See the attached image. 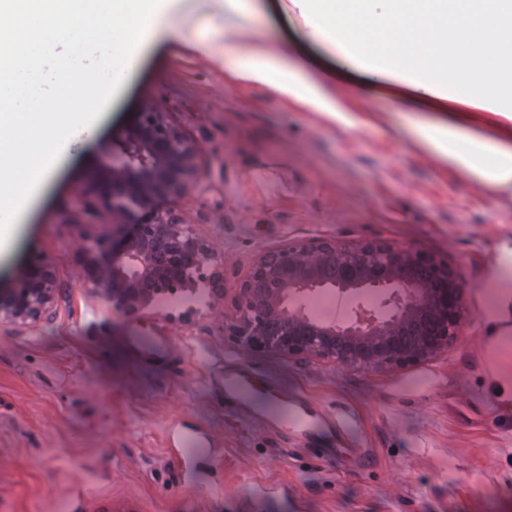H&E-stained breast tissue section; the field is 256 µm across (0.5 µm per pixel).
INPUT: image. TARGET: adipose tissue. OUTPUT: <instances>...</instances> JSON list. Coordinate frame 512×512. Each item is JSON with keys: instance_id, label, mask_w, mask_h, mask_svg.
I'll return each instance as SVG.
<instances>
[{"instance_id": "ef3b65f1", "label": "adipose tissue", "mask_w": 512, "mask_h": 512, "mask_svg": "<svg viewBox=\"0 0 512 512\" xmlns=\"http://www.w3.org/2000/svg\"><path fill=\"white\" fill-rule=\"evenodd\" d=\"M275 12L296 23L307 54L273 51L260 34L232 43L224 80L262 86L290 104L328 119H346L358 104L337 98L347 71L396 107L425 114L415 142L495 197L512 198V0H186L171 13L164 0H30L23 17L0 33V58L35 69L36 47L60 35L100 33L110 39L114 79L133 70V51L184 23L224 18V28L251 27ZM499 54L477 64L475 46ZM496 284L487 318L512 319V242L494 255Z\"/></svg>"}]
</instances>
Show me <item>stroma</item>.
<instances>
[{"label": "stroma", "mask_w": 512, "mask_h": 512, "mask_svg": "<svg viewBox=\"0 0 512 512\" xmlns=\"http://www.w3.org/2000/svg\"><path fill=\"white\" fill-rule=\"evenodd\" d=\"M182 39L144 41L139 64L65 144L0 252V286L57 260L53 318L0 327V512H512V365L486 322L492 260L512 239V202L490 196L413 141L423 115L381 96L373 123L324 121L264 87L232 88L222 61ZM158 101L205 148L201 186L180 204L234 285L260 247L330 234L436 255L468 286L447 355L384 374L241 358L209 323L178 329L112 315L71 254L95 224L66 206L142 102ZM162 348H140L141 336ZM233 373L251 395L224 399ZM310 422L278 425L283 406ZM192 438L186 455L171 440Z\"/></svg>", "instance_id": "35a3bbf8"}]
</instances>
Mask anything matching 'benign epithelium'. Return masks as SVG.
Listing matches in <instances>:
<instances>
[{
  "instance_id": "obj_1",
  "label": "benign epithelium",
  "mask_w": 512,
  "mask_h": 512,
  "mask_svg": "<svg viewBox=\"0 0 512 512\" xmlns=\"http://www.w3.org/2000/svg\"><path fill=\"white\" fill-rule=\"evenodd\" d=\"M204 153L171 113L147 100L125 134L101 146L74 191L75 207L91 210L103 229L79 238L73 256L84 287L110 313L182 326L204 319L242 355L263 350L350 371L385 373L448 353L468 316V286L411 245L316 235L263 246L225 288V269L236 259L180 211L201 185ZM58 292L56 261L31 263L12 287L0 288V325L34 330L54 314ZM323 292L346 305L334 320L307 308ZM168 296L180 306L162 308Z\"/></svg>"
}]
</instances>
